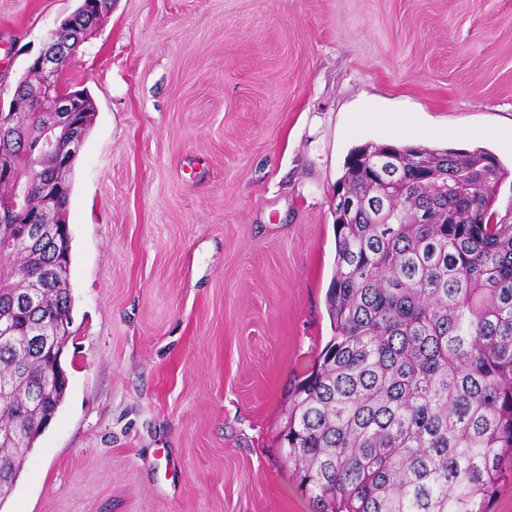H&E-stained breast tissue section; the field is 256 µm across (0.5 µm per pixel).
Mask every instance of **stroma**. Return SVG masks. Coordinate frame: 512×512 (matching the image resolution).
Wrapping results in <instances>:
<instances>
[{
    "instance_id": "35a3bbf8",
    "label": "stroma",
    "mask_w": 512,
    "mask_h": 512,
    "mask_svg": "<svg viewBox=\"0 0 512 512\" xmlns=\"http://www.w3.org/2000/svg\"><path fill=\"white\" fill-rule=\"evenodd\" d=\"M78 5L0 0L16 120ZM65 79L95 106L69 175L68 386L0 512H312L277 432L331 336L335 185L367 143L479 147L512 210V0H112Z\"/></svg>"
}]
</instances>
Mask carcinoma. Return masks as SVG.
<instances>
[{"instance_id":"1","label":"carcinoma","mask_w":512,"mask_h":512,"mask_svg":"<svg viewBox=\"0 0 512 512\" xmlns=\"http://www.w3.org/2000/svg\"><path fill=\"white\" fill-rule=\"evenodd\" d=\"M435 174L419 183L421 169ZM508 171L483 149L363 145L340 178L366 206L335 200L336 263L326 307L332 336L288 397L280 448L315 512H487L512 461V221L498 219ZM433 205L437 224H418ZM31 249L0 266V316L19 336L0 344V483L22 459L54 403L48 357L27 336L72 305L69 272L41 289L36 307L12 297L39 279Z\"/></svg>"}]
</instances>
